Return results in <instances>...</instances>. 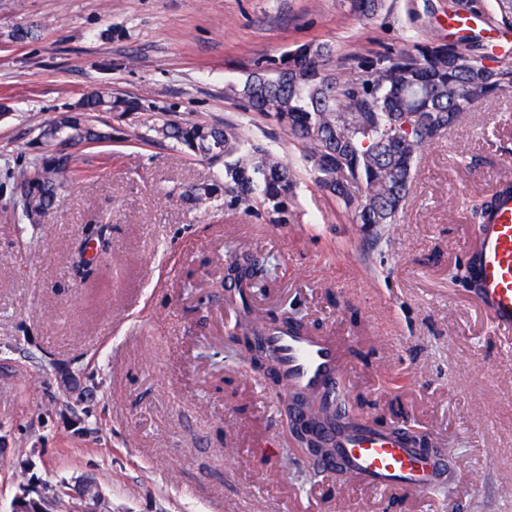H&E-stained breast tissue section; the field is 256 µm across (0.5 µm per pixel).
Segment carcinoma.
<instances>
[{"mask_svg":"<svg viewBox=\"0 0 512 512\" xmlns=\"http://www.w3.org/2000/svg\"><path fill=\"white\" fill-rule=\"evenodd\" d=\"M352 11L378 15L385 0H351ZM469 12L488 14L501 30L512 32V0H469ZM333 46L310 40L272 59L225 89L254 112L275 119L301 146V165L312 182L346 209L364 236L382 237L396 222L417 165L427 149L478 106L512 88V57L478 45L463 49L441 40L390 49L374 57H353L328 68ZM135 101H113L108 93H88L78 113H63L40 128L45 140L95 143L112 138L98 125L97 112H133ZM142 134L147 142H169L190 154L224 160L212 187L180 195L204 204L224 187V207L249 214L262 207L276 222H295L296 165L269 147L253 144L240 128L165 119ZM83 177L70 154L50 150L20 165L16 186L20 219L42 224L58 205L59 191ZM109 225L92 224L72 262L82 281L97 277L96 259L110 253ZM93 248L95 256L82 254ZM268 259L245 243L235 246L224 267L230 299L266 285Z\"/></svg>","mask_w":512,"mask_h":512,"instance_id":"cac0c4a2","label":"carcinoma"}]
</instances>
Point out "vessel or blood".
I'll use <instances>...</instances> for the list:
<instances>
[{
  "instance_id": "b4317fda",
  "label": "vessel or blood",
  "mask_w": 512,
  "mask_h": 512,
  "mask_svg": "<svg viewBox=\"0 0 512 512\" xmlns=\"http://www.w3.org/2000/svg\"><path fill=\"white\" fill-rule=\"evenodd\" d=\"M474 291L486 317L502 334L512 333V192L499 193L494 209L475 228ZM256 343L273 361L278 390L303 402L326 400L316 417L318 436L332 448L312 461L323 473L344 472L355 483L389 495L433 494L448 483V458L419 447L406 428L370 419L348 422L345 403L349 345L331 331L259 322Z\"/></svg>"
}]
</instances>
